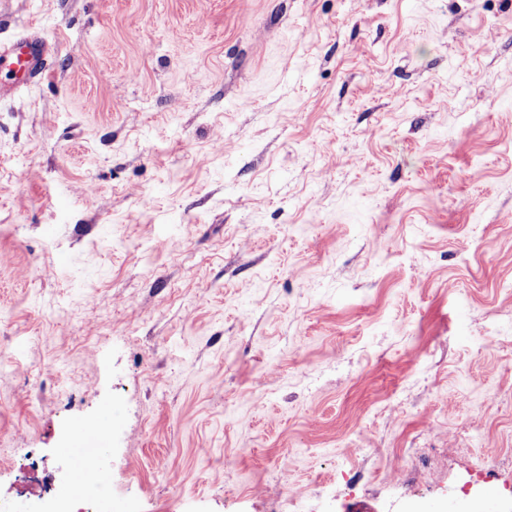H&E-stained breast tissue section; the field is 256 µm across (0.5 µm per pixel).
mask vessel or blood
Here are the masks:
<instances>
[{"mask_svg":"<svg viewBox=\"0 0 512 512\" xmlns=\"http://www.w3.org/2000/svg\"><path fill=\"white\" fill-rule=\"evenodd\" d=\"M51 45L40 29L29 26L21 36L0 40V71L8 72V82H0V98L42 81L49 74L48 59ZM96 432L92 427H80L73 443L74 453L82 461V471L98 472L102 457L95 448Z\"/></svg>","mask_w":512,"mask_h":512,"instance_id":"1","label":"vessel or blood"}]
</instances>
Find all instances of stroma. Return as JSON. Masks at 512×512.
Returning a JSON list of instances; mask_svg holds the SVG:
<instances>
[{
    "label": "stroma",
    "mask_w": 512,
    "mask_h": 512,
    "mask_svg": "<svg viewBox=\"0 0 512 512\" xmlns=\"http://www.w3.org/2000/svg\"><path fill=\"white\" fill-rule=\"evenodd\" d=\"M32 23L0 504L108 418L126 512H512V0H0Z\"/></svg>",
    "instance_id": "obj_1"
}]
</instances>
